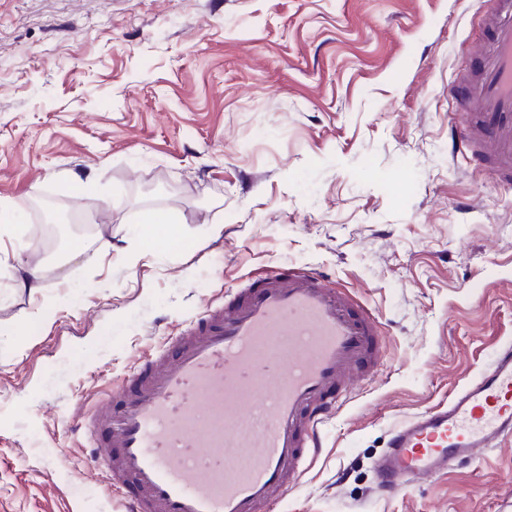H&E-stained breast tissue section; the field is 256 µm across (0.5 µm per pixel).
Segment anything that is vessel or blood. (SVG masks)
Instances as JSON below:
<instances>
[{
  "instance_id": "obj_1",
  "label": "vessel or blood",
  "mask_w": 512,
  "mask_h": 512,
  "mask_svg": "<svg viewBox=\"0 0 512 512\" xmlns=\"http://www.w3.org/2000/svg\"><path fill=\"white\" fill-rule=\"evenodd\" d=\"M454 93L459 150L512 178V0H488ZM73 423L126 512H262L321 450V431L383 363L375 313L310 268L277 267L204 307ZM512 436V343L448 401L394 428L373 463L392 496Z\"/></svg>"
}]
</instances>
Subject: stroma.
I'll return each mask as SVG.
<instances>
[{
	"mask_svg": "<svg viewBox=\"0 0 512 512\" xmlns=\"http://www.w3.org/2000/svg\"><path fill=\"white\" fill-rule=\"evenodd\" d=\"M485 11L0 0V198L26 203L6 247L43 273L36 293L0 273V512H124L66 418L205 303L288 264L371 308L384 357L266 512H512L510 437L398 497L371 469L397 425L512 340V184L450 150ZM147 209L176 222L151 230Z\"/></svg>",
	"mask_w": 512,
	"mask_h": 512,
	"instance_id": "1",
	"label": "stroma"
}]
</instances>
